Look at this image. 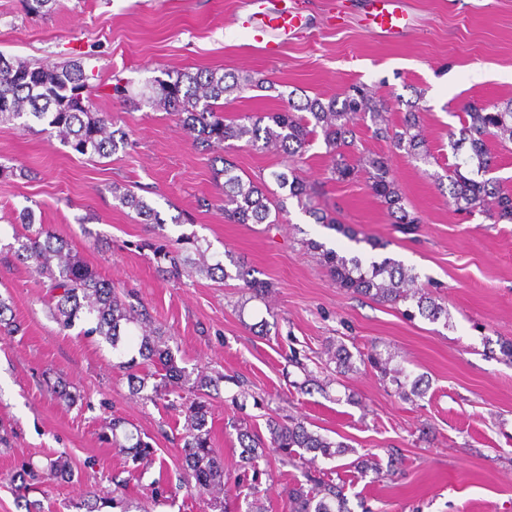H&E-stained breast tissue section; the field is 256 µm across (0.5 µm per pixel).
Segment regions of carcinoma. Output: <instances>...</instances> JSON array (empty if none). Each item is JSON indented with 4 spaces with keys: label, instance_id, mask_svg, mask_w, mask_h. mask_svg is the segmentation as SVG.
Masks as SVG:
<instances>
[{
    "label": "carcinoma",
    "instance_id": "1",
    "mask_svg": "<svg viewBox=\"0 0 512 512\" xmlns=\"http://www.w3.org/2000/svg\"><path fill=\"white\" fill-rule=\"evenodd\" d=\"M28 16L42 17L54 10L58 0H20ZM93 76L86 73L81 59L55 65L15 60L0 54V125H12L21 130L31 128V122L47 125L56 133L62 145L83 156L106 157L129 146L128 133L101 112L95 111L91 99ZM267 80L250 75L240 77L217 69L195 73L179 72L167 80L155 79L146 89L134 94L121 80L110 85L107 96L136 107L141 102L162 109L177 117L182 127L193 135L194 141L208 149L224 147L230 150L235 142L260 152L283 156L282 168L265 177H243L236 166L223 159L224 219L233 224H275L286 211V200L296 201L298 208L317 224L336 226L321 207L322 187L297 174L295 164L303 159L317 140H322L331 158L330 177L333 182H346L364 176L372 194L385 206L393 223L404 231L421 223L420 217L407 209L393 175L389 158L384 154H363L358 148L360 137L356 120L370 121L366 129L377 140L414 161L430 162L431 153L423 134L420 101L423 94L405 103V111L394 124L388 117L390 106L362 85L353 84L342 93L328 99L305 96L299 101L287 99V106L276 113L246 112L235 118H224V95L233 90L262 88ZM465 118L461 127L448 135V146L458 162L448 166L445 176L448 193L456 210L472 214L481 212L497 224L512 221V190L499 179L487 177L497 168L498 155L490 148L495 142L503 150L512 144V98L507 100L469 101L462 106ZM276 188H271V185ZM112 196L119 204L132 210L143 224H162L160 213L144 197L128 188L112 186ZM15 222L24 225V232L14 237L8 250L28 264L39 277L47 280V288L55 301L52 308L55 320L65 329L78 323H88L83 335L101 337L118 359L116 366L125 370L132 391L154 400L166 395V386L180 390L177 397L185 413L182 436L183 483L199 495L209 498L210 507L225 512L224 458L211 448L208 427V406L198 396L206 386H214L211 377L191 379V373L180 367L169 345L163 341V331L143 304L129 301V295L119 292L112 282L104 279L95 268L73 254L68 240L58 236L45 224H36L35 212L26 206L15 215ZM320 262L328 269L338 287L381 303L414 304L420 316L436 322L448 318V307L437 302L424 288L418 286L419 275L401 261L385 257L379 261H364L360 256L339 254L317 242ZM196 257L179 251L166 252V272L172 277L193 272L221 280L236 279L243 289L262 297L269 285L251 274L231 251L224 252L229 264L209 261L206 251L195 247ZM11 310L9 299L0 297V334L20 331ZM330 361L336 363L337 373L354 369L353 354L340 343L327 348ZM367 362L397 386L400 394H420V380H409L401 368L390 367V360L371 352ZM160 371L161 381L146 392L147 380L155 373L140 377V367ZM56 394L73 405L82 400L80 390L71 383L59 380L53 384ZM268 438L248 427L237 428L241 448L240 462L252 463L259 452L272 448L285 459L295 457L312 465L318 457L335 459L348 452V446L334 442L311 430L302 417L284 420L271 416L266 420ZM131 442L127 458L133 469L152 463L155 449L141 437L125 435ZM74 469L63 453L46 459V463L22 465L19 478L28 486L51 482H70ZM303 477L311 484H298L288 491L290 512H349L342 487L316 486V477L305 471Z\"/></svg>",
    "mask_w": 512,
    "mask_h": 512
}]
</instances>
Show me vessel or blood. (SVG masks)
I'll return each instance as SVG.
<instances>
[{"label":"vessel or blood","instance_id":"obj_1","mask_svg":"<svg viewBox=\"0 0 512 512\" xmlns=\"http://www.w3.org/2000/svg\"><path fill=\"white\" fill-rule=\"evenodd\" d=\"M255 3L257 9L250 17L253 38L266 56H279L280 46L269 40V32L288 35L302 30L307 23L305 10L300 0H278L270 8L265 7L264 0H255ZM368 5L366 26L370 32L395 35L403 29L404 0H369Z\"/></svg>","mask_w":512,"mask_h":512}]
</instances>
